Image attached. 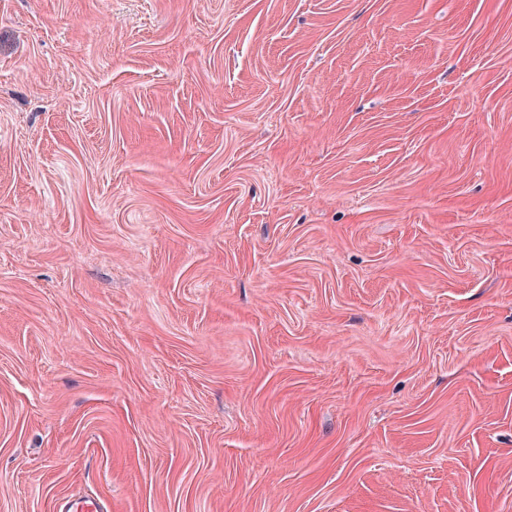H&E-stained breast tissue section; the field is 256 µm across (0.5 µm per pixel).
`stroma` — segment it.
I'll return each mask as SVG.
<instances>
[{"instance_id": "1", "label": "stroma", "mask_w": 512, "mask_h": 512, "mask_svg": "<svg viewBox=\"0 0 512 512\" xmlns=\"http://www.w3.org/2000/svg\"><path fill=\"white\" fill-rule=\"evenodd\" d=\"M512 512V0H0V512Z\"/></svg>"}]
</instances>
